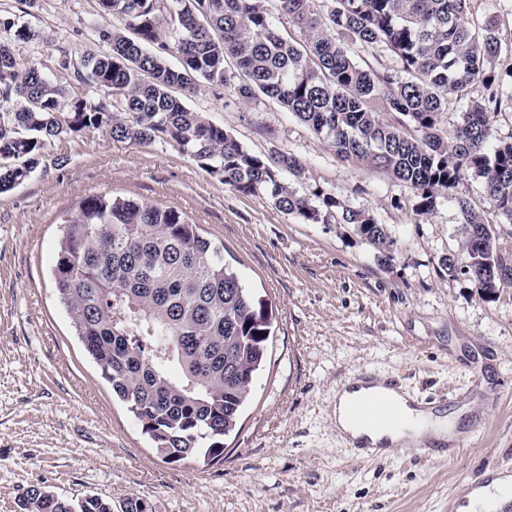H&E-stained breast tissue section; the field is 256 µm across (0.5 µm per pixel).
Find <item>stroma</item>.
I'll use <instances>...</instances> for the list:
<instances>
[{"label": "stroma", "mask_w": 512, "mask_h": 512, "mask_svg": "<svg viewBox=\"0 0 512 512\" xmlns=\"http://www.w3.org/2000/svg\"><path fill=\"white\" fill-rule=\"evenodd\" d=\"M470 11L477 25L495 23L501 61L512 62V0H471ZM20 15L34 36L8 49L50 74L61 51L106 50L100 30L120 23L96 0H37ZM188 104L255 154L296 156L299 194L329 192L371 213L390 231V258L348 225L305 223L235 191L169 144L104 130L52 141L31 177L0 193V512H20L33 485L100 496L112 512L130 498L151 512H452L482 468L512 469V284L489 299L439 265L460 250L461 197L483 208L512 262V224L487 208L482 178L467 174L420 215L407 186L340 160L276 101L246 103L227 88ZM101 192L182 210L224 246L271 317L265 361L219 457L162 459L73 332L49 270L64 215ZM359 369L422 398L456 395L470 408L464 448L451 458L405 448L356 458L337 439L332 410L337 386Z\"/></svg>", "instance_id": "1"}]
</instances>
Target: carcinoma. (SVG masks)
I'll return each mask as SVG.
<instances>
[{"mask_svg": "<svg viewBox=\"0 0 512 512\" xmlns=\"http://www.w3.org/2000/svg\"><path fill=\"white\" fill-rule=\"evenodd\" d=\"M267 0H98L99 12L124 27L99 32L109 50L74 59V71L97 95L88 99L32 64L18 67L0 46V192L29 179L47 143L84 129L141 145L177 147L244 195H265L306 223L349 224L385 257L390 232L367 211L331 193L320 205L280 173L301 175L290 153L247 151L187 100L207 87H232L244 100L262 95L330 141L348 162L382 168L406 184L415 211L438 200L472 171L485 199L512 224V141L493 136L501 86L512 70L493 65L502 45L479 27L469 0H276L298 28L297 41L271 21ZM0 32L28 40L15 21ZM384 46L405 78L378 70L358 52ZM179 56V65L168 56ZM232 61L234 70L226 69ZM478 85L452 135L441 134L448 97ZM466 266L444 256L448 276L467 274L491 297L512 280L499 234L465 198ZM55 288L86 352L112 393L170 462L216 457L246 405L270 336V316L224 263V254L175 207L110 193L83 198L63 220L53 270ZM180 371L174 379L170 372ZM22 512H112L97 496L70 499L40 486L23 494Z\"/></svg>", "mask_w": 512, "mask_h": 512, "instance_id": "carcinoma-1", "label": "carcinoma"}]
</instances>
